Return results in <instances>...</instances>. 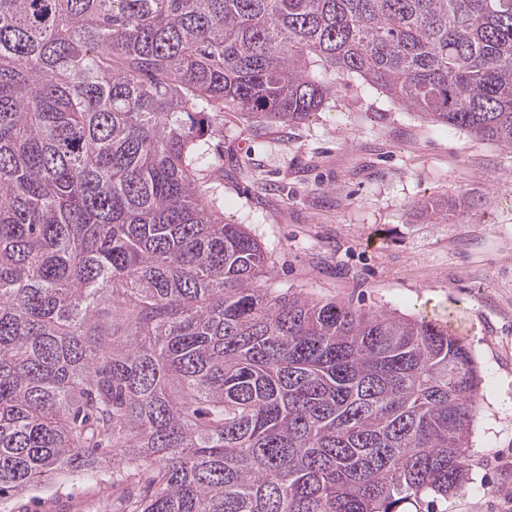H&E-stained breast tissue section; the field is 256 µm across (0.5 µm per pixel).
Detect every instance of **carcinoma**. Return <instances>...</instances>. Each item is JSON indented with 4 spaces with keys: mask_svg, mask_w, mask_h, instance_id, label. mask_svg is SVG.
<instances>
[{
    "mask_svg": "<svg viewBox=\"0 0 512 512\" xmlns=\"http://www.w3.org/2000/svg\"><path fill=\"white\" fill-rule=\"evenodd\" d=\"M358 76L512 147V0H0V501L112 464L121 512H437L482 376L448 329L257 285L199 166L230 109Z\"/></svg>",
    "mask_w": 512,
    "mask_h": 512,
    "instance_id": "cac0c4a2",
    "label": "carcinoma"
}]
</instances>
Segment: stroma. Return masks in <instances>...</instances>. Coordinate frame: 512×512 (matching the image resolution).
Returning <instances> with one entry per match:
<instances>
[{
	"label": "stroma",
	"instance_id": "1",
	"mask_svg": "<svg viewBox=\"0 0 512 512\" xmlns=\"http://www.w3.org/2000/svg\"><path fill=\"white\" fill-rule=\"evenodd\" d=\"M209 199L268 254L264 288L447 324L484 376L470 465L486 494L439 512H512V147L445 132L361 78L294 125L224 111L210 126ZM111 471L53 482L0 512H90Z\"/></svg>",
	"mask_w": 512,
	"mask_h": 512
}]
</instances>
